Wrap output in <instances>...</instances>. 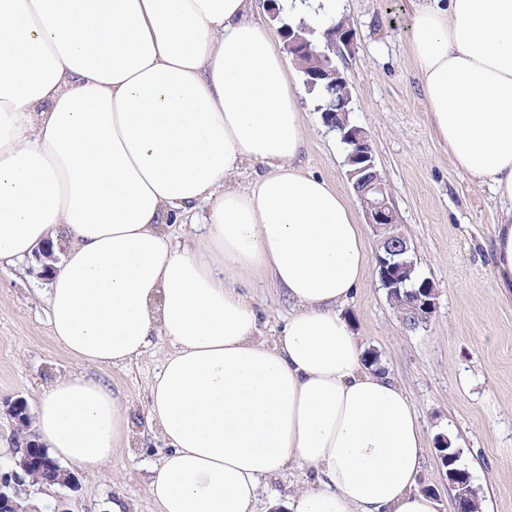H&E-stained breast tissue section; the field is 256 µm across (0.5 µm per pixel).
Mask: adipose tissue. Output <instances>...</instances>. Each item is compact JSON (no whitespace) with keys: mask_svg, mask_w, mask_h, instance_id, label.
I'll use <instances>...</instances> for the list:
<instances>
[{"mask_svg":"<svg viewBox=\"0 0 512 512\" xmlns=\"http://www.w3.org/2000/svg\"><path fill=\"white\" fill-rule=\"evenodd\" d=\"M433 131L499 203L496 282L512 288V0H412ZM288 58L248 0H0V271L63 244L53 339L79 361L169 344L150 416L158 512H252L290 466L316 483L272 512H438L406 391L365 363L342 308L364 279L344 195L299 163ZM261 170L247 185L244 161ZM201 213L191 245L165 224ZM289 300L267 342L247 294ZM38 442L88 471L129 443L118 392L45 389Z\"/></svg>","mask_w":512,"mask_h":512,"instance_id":"ef3b65f1","label":"adipose tissue"}]
</instances>
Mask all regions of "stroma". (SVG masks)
I'll use <instances>...</instances> for the list:
<instances>
[{
  "mask_svg": "<svg viewBox=\"0 0 512 512\" xmlns=\"http://www.w3.org/2000/svg\"><path fill=\"white\" fill-rule=\"evenodd\" d=\"M356 31L337 55L348 81L353 123L369 133L420 277L437 292L427 326L412 330L390 304L375 265L343 308L377 366L407 391L427 437L426 476L441 512H457L436 451L452 437L471 475L482 512H512V298L496 296L493 224L498 201L454 166L433 132L409 42L410 0H340ZM319 98L302 91V165L360 203L346 177V149L322 119ZM36 261L0 271V402L35 404L47 386L71 374L101 379L121 395L131 440L99 471L74 468L75 489L31 488L29 497L54 512H157L149 494L165 445L149 418L150 390L166 343L139 358L98 368L70 356L51 338ZM253 303L266 336L279 333L291 310L277 289L257 285Z\"/></svg>",
  "mask_w": 512,
  "mask_h": 512,
  "instance_id": "obj_1",
  "label": "stroma"
}]
</instances>
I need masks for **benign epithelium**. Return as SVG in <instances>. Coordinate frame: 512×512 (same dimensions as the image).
Returning a JSON list of instances; mask_svg holds the SVG:
<instances>
[{"label": "benign epithelium", "instance_id": "1", "mask_svg": "<svg viewBox=\"0 0 512 512\" xmlns=\"http://www.w3.org/2000/svg\"><path fill=\"white\" fill-rule=\"evenodd\" d=\"M280 31L284 39V48L292 57L295 65L305 70V83L308 89L321 88L330 96L329 108L323 113V120L329 127H334L335 114L349 111L351 97L339 96L336 93L337 82L342 74L336 66L333 56L340 48H351L355 41V31L347 21H342L326 29L323 33L325 42L319 47V54L325 59V65L316 70L304 66L303 57L312 52V42L301 37L287 23H282ZM341 141L351 146L348 162L352 169L348 179L361 202L366 223L370 224L379 234L376 265L382 287L398 289L412 279L415 264L404 259L410 249L408 239L404 235L385 236L383 232L392 227L400 226L399 216L391 202V192L386 180L378 173L375 151L365 128L354 126L341 136ZM36 261L41 265V273L45 276L55 271L57 257L53 247L47 246L35 254ZM412 307L406 325L415 330L426 325L436 309V291L431 281L425 279L411 293ZM6 413L15 422L14 448L11 459L0 467V512H41L40 508L23 496V490L33 485L32 462L29 448L37 446L36 439L28 432L30 414L24 400L18 398L5 401ZM457 456L450 455L446 461L448 484L455 490L457 512H467L463 493L458 491L462 486L461 472L454 468Z\"/></svg>", "mask_w": 512, "mask_h": 512}]
</instances>
